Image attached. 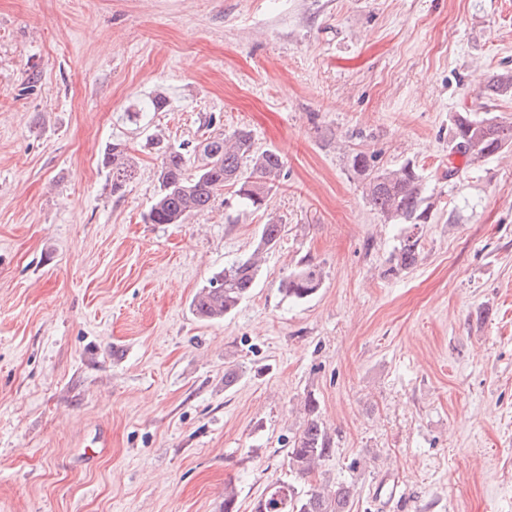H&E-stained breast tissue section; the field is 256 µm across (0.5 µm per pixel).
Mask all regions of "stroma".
Returning a JSON list of instances; mask_svg holds the SVG:
<instances>
[{
    "instance_id": "obj_1",
    "label": "stroma",
    "mask_w": 512,
    "mask_h": 512,
    "mask_svg": "<svg viewBox=\"0 0 512 512\" xmlns=\"http://www.w3.org/2000/svg\"><path fill=\"white\" fill-rule=\"evenodd\" d=\"M503 71L512 0H0V512H224L228 480L252 512L310 395L335 448L310 481L351 485L354 512H512V150H450ZM241 127L284 161L266 207L227 188L145 223L152 138ZM115 140L136 167L119 198ZM359 152L423 176L421 260L396 277L402 227ZM270 221L256 288L198 318ZM302 261L323 283L293 301ZM100 164L107 171L112 195L123 196L126 186L135 175L134 162L126 143L121 140L110 143L103 152ZM322 271L310 262L293 270L281 282V291L285 297L293 300H305L314 295L322 284Z\"/></svg>"
}]
</instances>
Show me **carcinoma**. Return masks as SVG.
<instances>
[{"label": "carcinoma", "instance_id": "1", "mask_svg": "<svg viewBox=\"0 0 512 512\" xmlns=\"http://www.w3.org/2000/svg\"><path fill=\"white\" fill-rule=\"evenodd\" d=\"M512 97V72L489 75L480 95L482 112H459L455 115L452 150L465 155L468 162L476 156L491 158L512 148V122L498 119L487 110L488 103ZM198 165L190 157L171 148L162 151L158 167V189L144 221L148 224H184L193 215L208 210L220 191L235 188L240 202L254 210L266 205L278 187L284 161L275 150H254L251 131L236 129L229 134L208 136L193 149ZM107 171L112 194L123 196L135 175V166L127 145L115 140L104 150L100 160ZM351 168L360 177L363 195L386 221L405 225L404 231L388 259L385 273L397 275L413 269L421 256L422 229L428 222L429 203L422 190V176L410 163L379 170L370 159L357 153ZM285 225L269 222L262 225L252 253L215 274L208 285L194 296L195 314L206 321H219L237 308L255 288L263 254L280 242ZM322 284L321 269L304 263L281 282L284 296L305 300ZM319 403L306 397L304 420L288 449V466L296 476L309 478L333 453V439L318 415ZM353 489L337 484L326 488L313 484L304 490L290 482L276 480L257 500L253 512H352Z\"/></svg>", "mask_w": 512, "mask_h": 512}]
</instances>
